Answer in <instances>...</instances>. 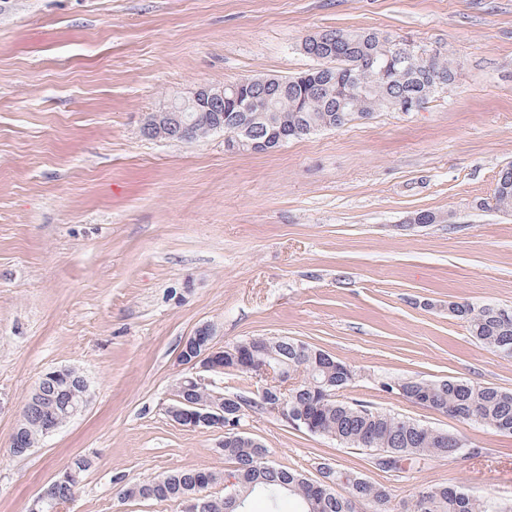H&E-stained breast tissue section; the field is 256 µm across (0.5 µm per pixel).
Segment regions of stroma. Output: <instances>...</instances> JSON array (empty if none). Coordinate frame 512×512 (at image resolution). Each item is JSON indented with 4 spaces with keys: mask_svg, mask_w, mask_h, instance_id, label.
I'll return each instance as SVG.
<instances>
[{
    "mask_svg": "<svg viewBox=\"0 0 512 512\" xmlns=\"http://www.w3.org/2000/svg\"><path fill=\"white\" fill-rule=\"evenodd\" d=\"M376 31L441 50L457 71L417 112H380L275 151L223 134L143 139L173 96L312 67L302 40ZM512 163V0H5L0 5V512L76 456L65 512H180L121 499L172 470L227 471L223 433L168 413L185 338L286 336L353 371L341 397L461 433L477 455L405 461L246 408L274 464L331 466L407 512L427 486L512 500V437L384 392L459 378L512 392V359L482 347L452 302L512 307V215L485 208ZM437 215L417 224V212ZM71 367L85 411L23 457L10 438L48 370Z\"/></svg>",
    "mask_w": 512,
    "mask_h": 512,
    "instance_id": "35a3bbf8",
    "label": "stroma"
}]
</instances>
